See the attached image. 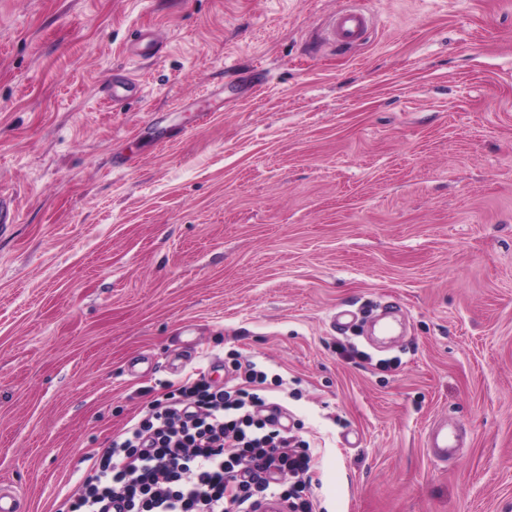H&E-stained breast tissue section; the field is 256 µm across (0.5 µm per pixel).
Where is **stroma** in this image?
<instances>
[{
	"mask_svg": "<svg viewBox=\"0 0 512 512\" xmlns=\"http://www.w3.org/2000/svg\"><path fill=\"white\" fill-rule=\"evenodd\" d=\"M0 0V480L57 512L191 347L280 375L322 512H512V0ZM144 27L159 52L133 59ZM116 71L142 97L100 91ZM267 74L256 94L231 83ZM395 323L372 341L334 313ZM459 429L448 461L431 423ZM371 24V16L358 3H352L332 17L326 40L334 46L349 48L364 39Z\"/></svg>",
	"mask_w": 512,
	"mask_h": 512,
	"instance_id": "1",
	"label": "stroma"
}]
</instances>
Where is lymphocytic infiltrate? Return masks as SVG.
<instances>
[{
  "mask_svg": "<svg viewBox=\"0 0 512 512\" xmlns=\"http://www.w3.org/2000/svg\"><path fill=\"white\" fill-rule=\"evenodd\" d=\"M218 386L205 372L184 377L151 400L144 415L113 437L60 512H249L261 498L291 512H317L307 493V442L267 414L268 374L234 360Z\"/></svg>",
  "mask_w": 512,
  "mask_h": 512,
  "instance_id": "f902f5d3",
  "label": "lymphocytic infiltrate"
}]
</instances>
